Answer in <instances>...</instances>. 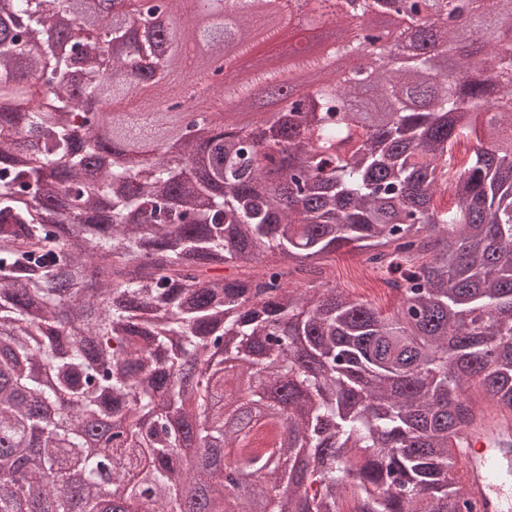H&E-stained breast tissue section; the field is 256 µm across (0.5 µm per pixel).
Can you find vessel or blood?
Here are the masks:
<instances>
[{
	"label": "vessel or blood",
	"instance_id": "obj_1",
	"mask_svg": "<svg viewBox=\"0 0 512 512\" xmlns=\"http://www.w3.org/2000/svg\"><path fill=\"white\" fill-rule=\"evenodd\" d=\"M468 438L469 492L479 497L484 512H506L512 503L505 490L512 474V429L473 428Z\"/></svg>",
	"mask_w": 512,
	"mask_h": 512
}]
</instances>
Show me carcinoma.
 I'll use <instances>...</instances> for the list:
<instances>
[{
  "label": "carcinoma",
  "instance_id": "cac0c4a2",
  "mask_svg": "<svg viewBox=\"0 0 512 512\" xmlns=\"http://www.w3.org/2000/svg\"><path fill=\"white\" fill-rule=\"evenodd\" d=\"M133 2L0 0V512H184L200 488L214 512H474L466 430L512 418V0L408 35L452 72L371 58L376 96L332 77L285 124L218 128L202 170L193 122L172 165L171 122L82 107L139 78ZM136 49L166 100L168 51ZM345 248L392 304L336 285ZM215 441L227 476L186 468Z\"/></svg>",
  "mask_w": 512,
  "mask_h": 512
}]
</instances>
